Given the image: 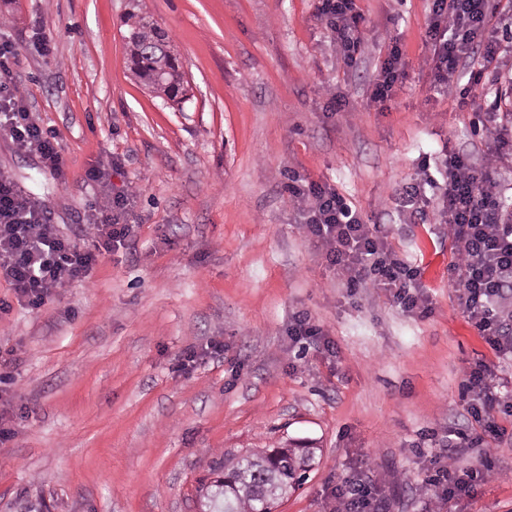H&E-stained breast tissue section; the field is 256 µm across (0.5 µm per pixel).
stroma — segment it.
<instances>
[{"label":"stroma","instance_id":"stroma-1","mask_svg":"<svg viewBox=\"0 0 512 512\" xmlns=\"http://www.w3.org/2000/svg\"><path fill=\"white\" fill-rule=\"evenodd\" d=\"M128 0H0V34L20 50L16 80L55 131L67 177L0 136V172L42 206L58 235L82 228L107 195L134 189L133 235L91 279L43 307L0 279V512H196V488L223 458L308 441L306 482L276 512H330L332 489L371 476L387 512H424L435 451L470 424L465 366H494L512 391V357L484 342L458 303L453 243L382 203L441 148L480 156L469 113L436 94L425 64L431 0H361L364 50L346 67L316 0H141L169 35L188 99L172 106L128 67ZM48 35L53 53L31 49ZM399 40L406 77L370 99ZM512 43L485 69L473 107L512 121ZM101 165L99 180L85 178ZM328 182L419 266L434 312L420 319L386 292L348 295L299 227L290 171ZM308 313L334 355L300 349ZM220 341L224 351H209ZM196 349L189 371L181 354ZM459 466L494 461L501 478L449 512H512V418Z\"/></svg>","mask_w":512,"mask_h":512}]
</instances>
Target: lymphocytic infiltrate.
<instances>
[{
    "instance_id": "lymphocytic-infiltrate-1",
    "label": "lymphocytic infiltrate",
    "mask_w": 512,
    "mask_h": 512,
    "mask_svg": "<svg viewBox=\"0 0 512 512\" xmlns=\"http://www.w3.org/2000/svg\"><path fill=\"white\" fill-rule=\"evenodd\" d=\"M315 16L332 34L344 63L354 65L366 21L359 0H317ZM490 16V0H432L426 31L431 53L426 63L434 89L452 97L462 111L472 110L481 74L471 72L467 82H460V65L476 54L489 65L499 53V44L488 31ZM17 57L15 45L0 38V134L18 148L36 151L51 175L65 178L66 159L56 134L28 110L24 93L13 81ZM405 67L400 42H392L373 85L372 102L382 106L391 100L406 75ZM472 112V127L484 145L482 163L445 149L436 157H423L420 183L405 187L395 204L399 212L421 222L445 225L456 246L450 270L463 312L492 350L512 356V208L504 205L495 178L503 148L512 145V124L504 123L493 107ZM285 191L302 216L301 229L322 246L326 263L343 279L348 293L383 289L404 310L420 318L431 315L419 268L389 247L384 225L364 222L336 186L307 180L300 173L289 174ZM130 196V191H122L100 206L85 230L90 245L83 248L60 237L45 223L41 208L0 173V278L11 285L18 303L40 308L73 281L89 279L100 257L133 232ZM464 376L467 410L479 426L457 432L444 450L443 463L428 479L441 503L469 495L496 476L492 461L463 469L458 459L485 438L503 436L496 417L512 415V401L500 392L491 365L466 366ZM333 497L335 512H382L384 504L377 487L361 475L337 486Z\"/></svg>"
}]
</instances>
